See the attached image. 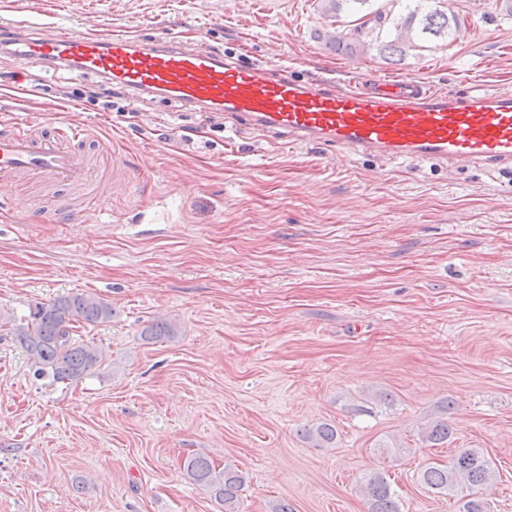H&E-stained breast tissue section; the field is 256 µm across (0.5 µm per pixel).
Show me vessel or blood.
<instances>
[{
    "label": "vessel or blood",
    "instance_id": "b4317fda",
    "mask_svg": "<svg viewBox=\"0 0 512 512\" xmlns=\"http://www.w3.org/2000/svg\"><path fill=\"white\" fill-rule=\"evenodd\" d=\"M0 39L15 42L25 60L76 64L145 93H164L185 106L223 109L234 126L282 130L292 146L322 145L349 156L438 161L451 167L512 169V92L465 96L432 90L413 77L376 80L350 89L280 70L245 66L205 45L186 51L174 43L129 33L64 31L44 37L0 23ZM85 125L58 128L55 139L33 125L8 122L0 130V178L74 180L84 167L72 142Z\"/></svg>",
    "mask_w": 512,
    "mask_h": 512
}]
</instances>
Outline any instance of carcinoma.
Wrapping results in <instances>:
<instances>
[{
    "instance_id": "1",
    "label": "carcinoma",
    "mask_w": 512,
    "mask_h": 512,
    "mask_svg": "<svg viewBox=\"0 0 512 512\" xmlns=\"http://www.w3.org/2000/svg\"><path fill=\"white\" fill-rule=\"evenodd\" d=\"M372 0H321L322 13L339 22L347 5L369 4ZM458 26L455 15L445 10L424 11L415 6L395 28V36L380 44V53L402 57L415 46V38L429 34L446 36ZM112 318V305L92 293H76L49 303L36 302L29 306L28 315L14 324L11 333L25 349L35 366L36 375L48 376L54 383L72 384L82 380L103 360V350L88 342H78L72 331L84 326L104 323ZM153 339L171 340L177 332L172 323L157 321L147 329ZM309 439L323 447L336 441V428L322 424L305 430ZM452 431L447 423L436 422L425 431L426 440L441 445L449 440ZM186 476L200 487L214 493L224 505V512H237L239 492L244 477L229 467L217 469L202 456L192 455L183 464ZM495 471L490 460L479 448L461 450L448 466H429L421 473V481L441 494L455 495L458 512H490L488 500L477 490L491 484ZM369 512H401L399 501L387 479L380 474L366 477L363 484Z\"/></svg>"
}]
</instances>
